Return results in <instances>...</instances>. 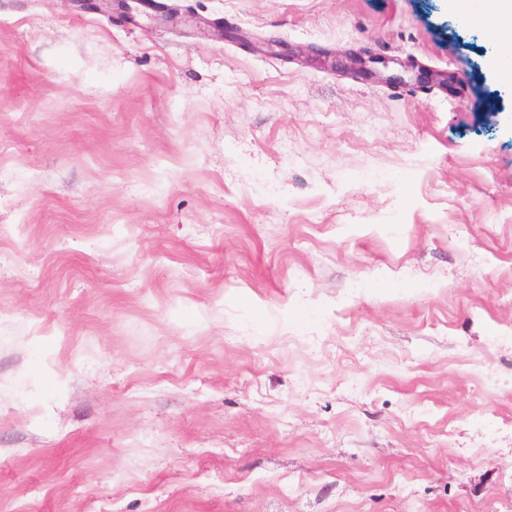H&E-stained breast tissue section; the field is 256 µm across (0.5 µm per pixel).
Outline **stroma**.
<instances>
[{
    "label": "stroma",
    "mask_w": 512,
    "mask_h": 512,
    "mask_svg": "<svg viewBox=\"0 0 512 512\" xmlns=\"http://www.w3.org/2000/svg\"><path fill=\"white\" fill-rule=\"evenodd\" d=\"M162 2L0 0V512H512L483 0Z\"/></svg>",
    "instance_id": "1"
}]
</instances>
